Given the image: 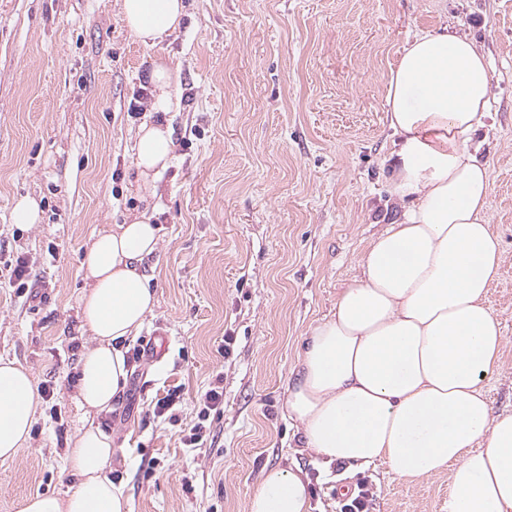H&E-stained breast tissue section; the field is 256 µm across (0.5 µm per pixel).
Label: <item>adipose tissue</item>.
Returning <instances> with one entry per match:
<instances>
[{"label":"adipose tissue","instance_id":"adipose-tissue-1","mask_svg":"<svg viewBox=\"0 0 512 512\" xmlns=\"http://www.w3.org/2000/svg\"><path fill=\"white\" fill-rule=\"evenodd\" d=\"M122 19L154 47L178 29L184 0H121ZM154 116L138 129L133 183L149 203L172 159L173 73L158 59L148 75ZM485 56L467 36L425 32L389 72L386 110L399 142L391 193L400 220L372 239L362 275L332 316L308 330L291 368L285 408L305 448L326 462H387L400 477L447 472L446 512H512V412H494L480 383L498 365L505 338L487 303L501 250L486 217L488 162L470 145L491 96ZM160 228L144 212L98 232L81 270L82 329L75 403L83 424L66 451L73 478L64 495L25 498L20 512H130L123 485L106 475L113 437L97 418L128 381L124 345L156 304L142 265ZM39 396L30 372L0 359V459L27 441ZM248 512H309L301 472L271 469Z\"/></svg>","mask_w":512,"mask_h":512}]
</instances>
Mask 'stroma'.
Segmentation results:
<instances>
[{"instance_id":"obj_1","label":"stroma","mask_w":512,"mask_h":512,"mask_svg":"<svg viewBox=\"0 0 512 512\" xmlns=\"http://www.w3.org/2000/svg\"><path fill=\"white\" fill-rule=\"evenodd\" d=\"M182 26L157 47L137 41L120 0H0V272L24 261L25 290L0 289V356L41 397L26 444L0 460V512L64 494V450L80 429L73 399L80 263L93 233L122 223L156 58L179 99L168 114L173 164L158 177L159 250L144 265L157 293L133 347L167 338L160 359L133 360L101 424L114 439L108 477L131 512H247L271 468L301 469L310 512H341V482L366 484L369 512H444L448 476L405 480L383 462L321 465L284 409L300 340L332 315L361 274L369 241L399 212L390 192L396 137L389 71L414 35L471 36L491 62L493 98L476 143L490 164L486 215L501 265L488 301L505 344L482 382L512 409V0H186ZM41 220L15 224L17 200ZM229 353H222L225 337ZM220 415L200 421L206 390ZM179 388L171 415L150 403ZM206 426L202 444L187 438Z\"/></svg>"}]
</instances>
